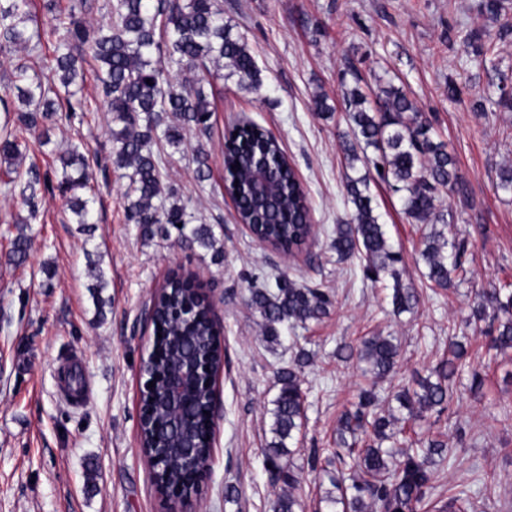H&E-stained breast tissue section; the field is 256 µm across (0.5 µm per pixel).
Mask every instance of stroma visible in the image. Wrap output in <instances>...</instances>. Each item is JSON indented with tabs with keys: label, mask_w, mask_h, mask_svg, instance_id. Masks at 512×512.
<instances>
[{
	"label": "stroma",
	"mask_w": 512,
	"mask_h": 512,
	"mask_svg": "<svg viewBox=\"0 0 512 512\" xmlns=\"http://www.w3.org/2000/svg\"><path fill=\"white\" fill-rule=\"evenodd\" d=\"M482 0H224V18L244 35L261 72L253 90L236 79L210 89L214 111L207 132L191 131L164 171V183L187 201L197 223L221 226L224 251L187 248L174 239L145 238L126 220L128 184L122 169L89 170L98 222L82 234L59 190L47 192L29 220L19 191L0 184V512H170L156 489L139 439L140 392L153 326L144 315L153 290L173 271L195 275L221 327L224 366L214 378L218 418L210 466L183 512H273L283 473L269 468L262 450L271 439L270 409L277 371L298 347L314 352L305 367V426L290 444L289 466L305 512H317L331 485L322 469L344 412L354 411L370 378L336 349L372 334L395 337L397 370L391 386L428 376L449 355V339L469 338L463 371L448 409L425 413L414 429L448 444L447 459H430L437 481L417 512H438L468 491L469 512H512V349H491L487 332L468 325L469 301L479 288L512 293V195L497 189L499 171L512 164V112L500 111L512 93V0L497 20ZM495 51L482 64L465 41L469 30ZM382 81L403 88L430 120L435 137L453 155L467 195L445 197L448 235L464 242V273L449 290H434L415 261L427 228L403 212L402 196L372 184L374 204L401 255L403 285L416 288L415 313L394 314L392 279L371 283L363 262L338 259L330 243L353 211L344 176L348 165L339 135L346 129L342 95L354 82ZM461 94L449 98V85ZM323 93L332 108H312ZM240 122L255 123L281 143L311 205L314 235L293 257L256 240L240 224L224 192V135ZM109 113L59 117L47 150L29 141L19 162L41 174L58 169L71 144L110 155ZM204 153L208 181L195 179ZM32 248L25 262L8 259L17 234ZM99 261L108 300L97 309L90 294L91 261ZM284 276L330 293L329 314L286 332L280 344L263 338L248 307L249 289ZM79 371L84 387L70 397L61 382Z\"/></svg>",
	"instance_id": "35a3bbf8"
}]
</instances>
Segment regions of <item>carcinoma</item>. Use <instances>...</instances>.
I'll return each instance as SVG.
<instances>
[{"instance_id":"1","label":"carcinoma","mask_w":512,"mask_h":512,"mask_svg":"<svg viewBox=\"0 0 512 512\" xmlns=\"http://www.w3.org/2000/svg\"><path fill=\"white\" fill-rule=\"evenodd\" d=\"M28 5L29 0H0L1 54L22 47L32 58L40 57L43 34L38 28L28 27L32 20ZM46 8L52 14L48 35H59L49 74L35 80L28 76V65L15 67L11 91L23 108L12 126L3 128L0 158L9 162L18 159L20 139L27 133L39 132L38 143L48 144L47 125L58 113L88 111L82 89L76 85L87 47L98 63L97 78L111 114L115 149L109 160L128 170V222L138 225L146 237H167L173 228L177 242L221 252L215 226L191 223L188 205L174 200L173 189L163 191V169L170 158L166 148H179L185 132L192 128L205 130L213 111L206 91L208 80L197 77L190 81L182 78L183 74L235 77L249 87L262 84L247 41L224 20V0H117L115 19L96 26L78 18L85 8L82 0L67 8L49 0ZM345 104L350 125V130L342 134L346 159L352 163L364 158L376 170V177L345 176L353 213L349 223L336 225L332 247L341 259L357 255L364 260V273L372 282L391 277L393 305L399 311H411L418 305V296L399 280L395 269L399 255L373 205L371 180L405 192L403 212L407 218L431 225L422 236L419 259L428 281L440 289L453 285V275L462 270L465 253L464 244L449 240L441 228L448 223L441 196L447 191L463 194L464 181L446 144L431 138V122L403 89L390 84L366 93L355 85L346 90ZM263 161L269 162L268 176L276 193L260 200L252 195L250 182L255 167ZM59 162L57 188L67 195L80 231H89L98 221L94 200L84 196L90 188V160L80 145L74 144ZM236 163L240 168L234 167ZM224 169L240 219L250 225L255 237L284 254L294 253L307 243L313 232L307 194L274 136L252 122L233 126L224 136ZM7 174L8 183L14 186L23 181L22 201L30 219H37L39 195L48 188L47 180L33 166L24 173L14 168ZM29 247L30 239L22 233L17 235L10 260L24 262ZM92 272L95 283L90 291L101 309L106 304L101 296L106 288L105 275L98 266ZM195 288L190 276L175 272L168 277L165 290L153 298L154 324L160 325L154 332L162 338L157 359L150 366L155 387L142 395L149 416L142 427L140 444L147 452L162 440L172 450L168 467L158 475V486L163 491H174L197 480L192 464L185 459L187 453L200 462L210 453L204 428L209 391L203 382L191 383L189 396L176 409L163 393L164 376L177 368L184 354L201 357L212 367L222 359L210 309L198 298ZM249 305L260 317L263 335L278 342L283 330L326 316L332 302L324 290L283 277L273 288H250ZM488 318L497 323L492 347L512 349V294L503 297L497 288L477 291L468 322L476 325ZM467 340L463 336L451 342V357L433 368L435 380H423L415 388L402 385L390 392V399L407 411L409 420L415 422L427 411L436 409L441 413L447 408L449 383L461 372L458 361L466 353ZM346 349L348 357L365 364L363 373L371 376V384L362 391L358 410L338 420V450L333 456L339 465L347 456L352 465L347 474L341 469L325 471L339 496L329 492L322 501L341 507L339 512H415L426 490L433 487L435 473L426 467L417 448L398 461L393 449L382 447L385 441L397 443L408 427L380 405L376 391L378 382L392 374L398 364V344L390 336L376 335ZM309 361V353L302 350L298 368L278 372L279 391L271 409L272 438L263 448L266 461L274 469H282L280 461L291 454L286 441L294 440L304 424L301 368ZM297 484L294 474L288 473V490L277 497L273 512H303L295 494Z\"/></svg>"}]
</instances>
